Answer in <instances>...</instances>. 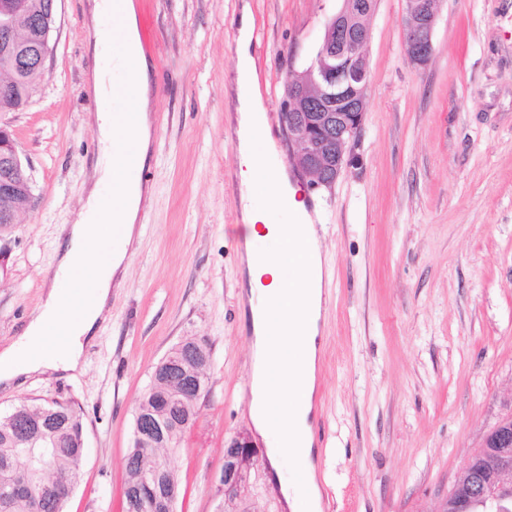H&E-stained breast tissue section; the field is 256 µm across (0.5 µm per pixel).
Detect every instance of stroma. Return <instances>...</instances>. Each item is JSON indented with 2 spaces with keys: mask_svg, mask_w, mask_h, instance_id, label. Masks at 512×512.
Here are the masks:
<instances>
[{
  "mask_svg": "<svg viewBox=\"0 0 512 512\" xmlns=\"http://www.w3.org/2000/svg\"><path fill=\"white\" fill-rule=\"evenodd\" d=\"M276 158L289 70L306 68L341 0H133L152 66L153 187L126 280L77 375L0 387V413L75 399L82 478L63 512H119L140 395L185 337L207 342L209 391L169 453L176 512H217L231 438L251 434L250 336L240 303L241 196L224 80L242 2ZM404 0H377L353 162L310 191L330 301L315 393L323 512H439L485 435L512 415V0H442L434 51L408 61ZM88 0H58L48 71L0 114L31 167L32 198L0 238V349L17 342L52 273L57 230L80 211L100 149L87 116ZM259 460L240 507L284 512Z\"/></svg>",
  "mask_w": 512,
  "mask_h": 512,
  "instance_id": "obj_1",
  "label": "stroma"
}]
</instances>
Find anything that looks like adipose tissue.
I'll return each instance as SVG.
<instances>
[{"label":"adipose tissue","mask_w":512,"mask_h":512,"mask_svg":"<svg viewBox=\"0 0 512 512\" xmlns=\"http://www.w3.org/2000/svg\"><path fill=\"white\" fill-rule=\"evenodd\" d=\"M105 15L122 22V50L113 71L93 70L88 88L102 100L111 97L116 81L132 82L136 121L122 129L110 111L95 112L102 151L91 187L78 218L60 229L56 271L45 278L41 303L20 341L0 350V385L33 372L82 370L84 350L107 317L112 287L127 274L138 214L151 195L149 187L126 182L123 172L127 156L144 165L151 145L150 66L137 49L135 7L132 0H93L89 36L97 52L112 42L100 25ZM252 45L253 14L246 4L238 28L236 95L228 107L235 114L239 142L236 178L245 230L240 301L249 310L252 333L249 415L267 447L268 482L278 488L285 512H321L312 422L323 349V254L300 184L285 167L271 163L275 141L265 130ZM106 187L120 198L117 208L105 207L101 191ZM274 211L283 222L271 220ZM74 275L89 283L87 296H64L61 283ZM288 458L303 464L302 476L286 478Z\"/></svg>","instance_id":"ef3b65f1"}]
</instances>
